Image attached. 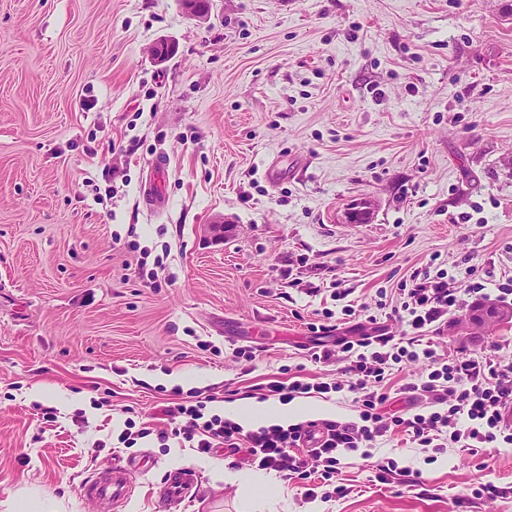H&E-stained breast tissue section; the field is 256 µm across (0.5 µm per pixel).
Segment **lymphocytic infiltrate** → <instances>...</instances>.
I'll return each mask as SVG.
<instances>
[{
    "label": "lymphocytic infiltrate",
    "instance_id": "f902f5d3",
    "mask_svg": "<svg viewBox=\"0 0 512 512\" xmlns=\"http://www.w3.org/2000/svg\"><path fill=\"white\" fill-rule=\"evenodd\" d=\"M466 296L485 299L483 280L473 278L461 290L444 274L414 270L393 309L405 326L402 336L384 332L356 341L342 338L338 349L325 347L312 352V360L324 364L333 359L335 351L344 353L347 389L355 394L359 412L352 421H322L321 439L309 456L299 453L309 433L307 426L274 424L246 431L234 421L207 414L205 402L192 394L167 410L178 422L173 433L195 444L198 452L208 454L222 448L258 469L305 480L306 496L326 499L345 492L337 482L343 456L357 451L362 458H370L380 438L392 432L403 433L410 442L438 452L459 443L474 452L497 444L512 445V424L503 416L512 404V361L487 357L449 360L427 340ZM416 361L423 362L426 370L405 389L431 394L435 410L409 413L388 409L385 379L399 364Z\"/></svg>",
    "mask_w": 512,
    "mask_h": 512
}]
</instances>
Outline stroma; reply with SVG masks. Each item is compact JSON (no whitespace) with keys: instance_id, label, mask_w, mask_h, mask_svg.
Wrapping results in <instances>:
<instances>
[{"instance_id":"1","label":"stroma","mask_w":512,"mask_h":512,"mask_svg":"<svg viewBox=\"0 0 512 512\" xmlns=\"http://www.w3.org/2000/svg\"><path fill=\"white\" fill-rule=\"evenodd\" d=\"M418 268L459 288L512 276V0H211L205 20L182 0H0V512L21 490L56 512H249L224 470L250 466L190 448L166 408L195 391L217 413L288 366L343 381L311 360L310 324L401 335ZM472 305L438 352L512 360V323L462 331ZM297 402L357 415L345 390ZM129 418L149 431L131 448ZM141 456L121 507L80 495ZM177 458L199 485L168 504ZM385 458L421 484L376 482L351 453L321 512H512V446L436 454L396 432ZM266 476L272 512H312L302 481ZM487 482L501 496L472 495Z\"/></svg>"}]
</instances>
